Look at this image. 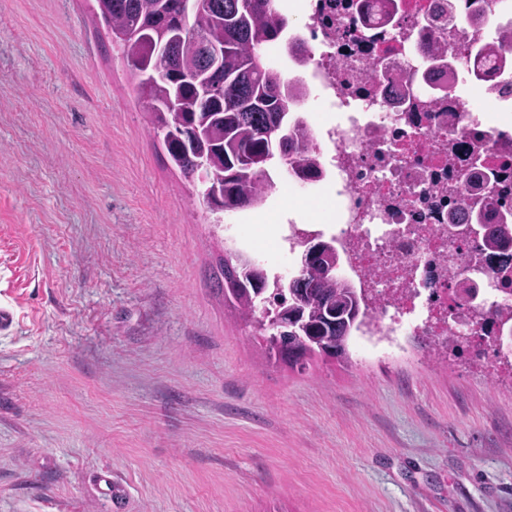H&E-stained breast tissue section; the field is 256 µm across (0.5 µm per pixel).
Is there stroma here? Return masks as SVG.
I'll list each match as a JSON object with an SVG mask.
<instances>
[{
	"label": "stroma",
	"mask_w": 512,
	"mask_h": 512,
	"mask_svg": "<svg viewBox=\"0 0 512 512\" xmlns=\"http://www.w3.org/2000/svg\"><path fill=\"white\" fill-rule=\"evenodd\" d=\"M96 11L0 0V512H512V361L270 358L213 277L321 201L211 224Z\"/></svg>",
	"instance_id": "stroma-1"
}]
</instances>
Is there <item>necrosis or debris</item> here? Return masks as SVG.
I'll return each mask as SVG.
<instances>
[{
	"label": "necrosis or debris",
	"instance_id": "4bbe7bcc",
	"mask_svg": "<svg viewBox=\"0 0 512 512\" xmlns=\"http://www.w3.org/2000/svg\"><path fill=\"white\" fill-rule=\"evenodd\" d=\"M368 18L333 9L330 0H300L299 45L308 55L306 102L320 105L328 119L311 130L318 173L290 177L292 186L321 192L339 203L335 223L309 224L291 209L275 225L280 254L303 251L320 239L339 255V271L365 301L364 336L394 346L410 332L432 337L438 346L484 352L474 332L494 308L512 310L493 272L479 276L482 297L460 292L462 269L480 250L477 240L448 234V214L461 210L468 195L463 157L481 152L485 167L512 181V133L490 125L482 108L451 89L446 102L423 117L394 106L406 69L424 64L421 42L432 34L431 18L442 0H367ZM448 53L469 58V46L496 38L494 24L471 21L463 0H452ZM385 59L390 72L365 94L368 57ZM342 112L344 122L332 120Z\"/></svg>",
	"mask_w": 512,
	"mask_h": 512
}]
</instances>
